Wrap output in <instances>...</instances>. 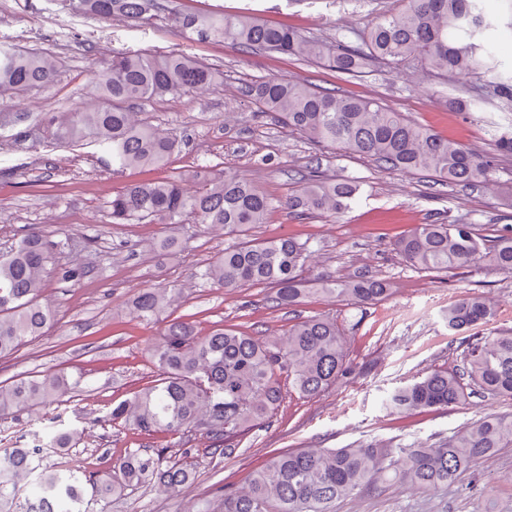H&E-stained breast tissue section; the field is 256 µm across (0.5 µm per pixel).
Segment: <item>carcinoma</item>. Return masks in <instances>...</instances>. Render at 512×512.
Returning a JSON list of instances; mask_svg holds the SVG:
<instances>
[{
  "label": "carcinoma",
  "instance_id": "cac0c4a2",
  "mask_svg": "<svg viewBox=\"0 0 512 512\" xmlns=\"http://www.w3.org/2000/svg\"><path fill=\"white\" fill-rule=\"evenodd\" d=\"M355 38L334 40L307 36L286 25L268 24L247 12H177L170 26L238 51L276 53L314 63L347 78H363L377 64L396 71L417 68L438 78L492 74L466 96L448 99V109L471 112L485 97L512 106V75L496 73L484 34L492 22L479 0H396ZM80 11L107 20L120 14L134 22L151 20L156 0H78ZM53 56L37 50L0 47V102L56 81ZM217 70L184 53L152 55L142 51L112 55L111 66L97 74L90 89L93 102L70 112H0V131L27 124L29 134L52 145L92 144L108 157L115 174L129 169H161L182 147L162 134L143 106L157 97L187 91L207 92L217 85ZM263 113L309 142L339 147L369 158L378 166L407 174L429 173L441 182L475 186L486 182L494 157L419 125L375 100L323 90L305 81L264 78L245 88ZM196 190L182 178L148 179L124 185L106 202L114 224H192L224 228L234 242L198 271L214 288L232 291L248 285L274 290L272 303L293 308L322 294L368 309L387 301L391 284L373 275L345 280L331 273L305 275L311 255L308 243L289 235L259 238L255 229L276 208L299 219L336 215L350 207L359 187L348 180L307 175L293 193L274 200L232 166L215 174L202 168L191 175ZM61 242L37 226L22 237L0 244V359L15 354L52 326L42 303L50 272L80 281L90 270L58 264ZM413 269L453 274L470 267H489L512 274V225L496 228L492 237L473 224L432 220L416 224L393 242ZM182 294L174 282L143 290L131 312L141 321L159 319ZM493 312L486 301L464 294L448 306V330L458 334L488 323ZM345 325L334 317L314 315L291 325L279 342L269 343L222 326L201 336L194 324L175 318L164 325L151 349L157 367L151 384L107 408L97 423L122 421L146 434L183 435L204 431L211 453L230 455L238 437L263 423L288 391L315 398L353 374L345 345ZM83 376L64 371L0 381V418L23 409L45 408L82 391ZM512 399V331L475 336L460 361L441 366L395 390L392 413L437 411L460 407L470 395ZM77 428L34 435L33 444L0 458V512H29L17 501L22 483L38 473L36 502L40 512H82L91 500L107 512L112 498L128 490L159 486L178 494L194 477L193 449L167 458L168 449L151 453L128 448L116 460H105L99 476L79 467L48 469L38 448H66L80 437ZM512 445V413L481 418L434 447L295 448L275 454L252 473L248 489L224 493L213 512H331L334 502L383 481L402 480L421 491L456 482L498 449Z\"/></svg>",
  "mask_w": 512,
  "mask_h": 512
}]
</instances>
